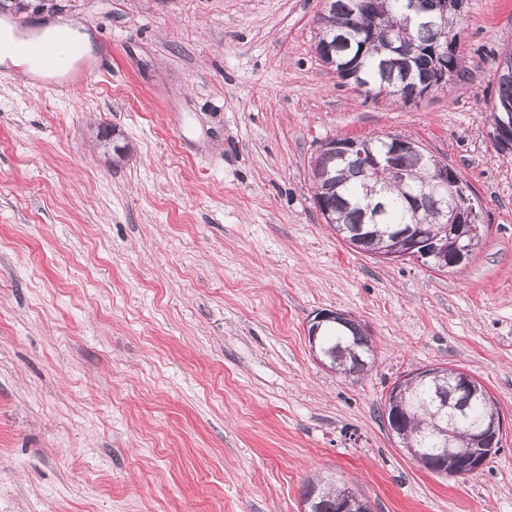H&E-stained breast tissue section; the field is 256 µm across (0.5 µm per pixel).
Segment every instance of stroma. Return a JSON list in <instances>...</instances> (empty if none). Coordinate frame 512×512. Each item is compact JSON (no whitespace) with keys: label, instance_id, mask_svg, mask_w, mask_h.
I'll return each instance as SVG.
<instances>
[{"label":"stroma","instance_id":"1","mask_svg":"<svg viewBox=\"0 0 512 512\" xmlns=\"http://www.w3.org/2000/svg\"><path fill=\"white\" fill-rule=\"evenodd\" d=\"M322 9L0 0L16 27L83 22L75 66L106 70L64 89L0 64V512H301L316 475L373 512H512V154L487 136L512 0H466L465 79L411 105L322 64ZM387 134L470 186L484 233L461 265L386 263L324 223L320 145ZM325 309L369 327L367 373L314 360ZM432 364L505 420L463 478L419 467L381 416Z\"/></svg>","mask_w":512,"mask_h":512}]
</instances>
